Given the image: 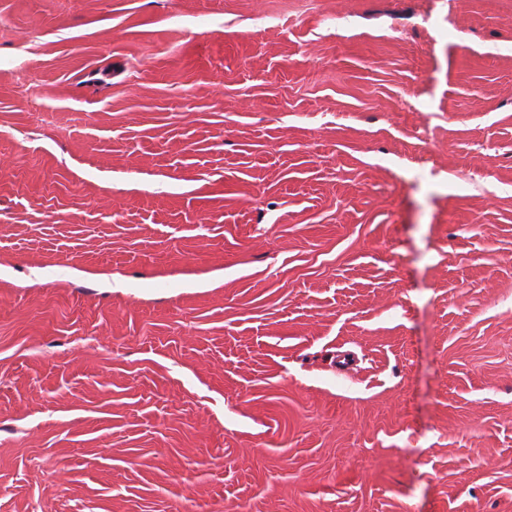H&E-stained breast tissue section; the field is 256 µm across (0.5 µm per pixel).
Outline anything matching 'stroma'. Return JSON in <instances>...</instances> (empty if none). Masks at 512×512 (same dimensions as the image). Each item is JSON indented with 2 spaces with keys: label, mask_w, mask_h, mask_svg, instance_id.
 I'll list each match as a JSON object with an SVG mask.
<instances>
[{
  "label": "stroma",
  "mask_w": 512,
  "mask_h": 512,
  "mask_svg": "<svg viewBox=\"0 0 512 512\" xmlns=\"http://www.w3.org/2000/svg\"><path fill=\"white\" fill-rule=\"evenodd\" d=\"M0 512H512V0H0Z\"/></svg>",
  "instance_id": "1"
}]
</instances>
